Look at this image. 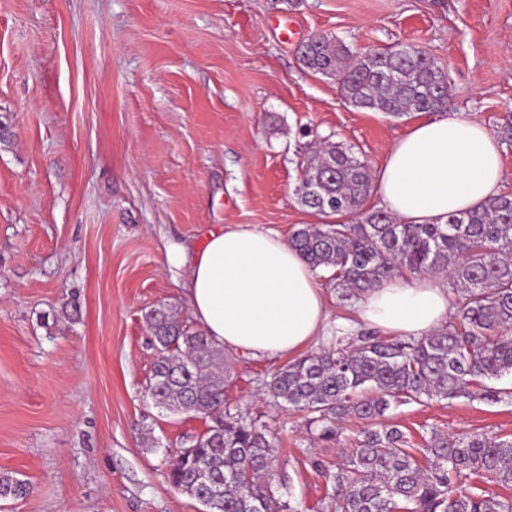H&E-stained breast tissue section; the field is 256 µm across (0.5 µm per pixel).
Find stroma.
<instances>
[{
	"label": "stroma",
	"mask_w": 512,
	"mask_h": 512,
	"mask_svg": "<svg viewBox=\"0 0 512 512\" xmlns=\"http://www.w3.org/2000/svg\"><path fill=\"white\" fill-rule=\"evenodd\" d=\"M318 33L358 53L422 47L447 74L446 116L512 123V0H0V473L33 487L0 512H203L167 474L211 421L146 391L145 311L193 320L169 249L220 224L287 238L324 223L295 193L313 141L374 170L422 119L346 104L299 60ZM224 358V406L273 438L284 501L333 512L311 461L341 463L358 420L320 440L269 391L280 360ZM384 421L420 449L434 431L512 435V403L407 401Z\"/></svg>",
	"instance_id": "35a3bbf8"
}]
</instances>
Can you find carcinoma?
<instances>
[{"instance_id": "carcinoma-1", "label": "carcinoma", "mask_w": 512, "mask_h": 512, "mask_svg": "<svg viewBox=\"0 0 512 512\" xmlns=\"http://www.w3.org/2000/svg\"><path fill=\"white\" fill-rule=\"evenodd\" d=\"M303 65L337 81L344 101L360 110L401 118L447 107L445 73L426 51L355 53L327 34L299 48ZM371 174L354 147L326 139L307 159L299 202L320 214L357 216L353 224H305L291 243L343 301L406 273H446L462 295L455 321L410 342L369 331L349 348L344 337L281 366L272 395L307 414L321 440L339 437L350 417L366 422L345 463L315 468L336 484L334 512H512V497L484 495L468 480L512 486V437L471 432L431 434L423 459L406 435L379 421L393 404L465 397L512 402V388L485 381L512 373V197L448 215L442 224H402L387 211H365ZM157 351L147 395L172 411L199 413L214 425L179 450L169 479L210 512H289L274 483V443L254 424L224 412L229 366L204 331L159 305L145 314ZM210 478L205 485L199 471ZM219 500L207 505L210 488ZM32 485L0 474V499L20 501Z\"/></svg>"}]
</instances>
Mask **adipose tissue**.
I'll use <instances>...</instances> for the list:
<instances>
[{
    "label": "adipose tissue",
    "mask_w": 512,
    "mask_h": 512,
    "mask_svg": "<svg viewBox=\"0 0 512 512\" xmlns=\"http://www.w3.org/2000/svg\"><path fill=\"white\" fill-rule=\"evenodd\" d=\"M503 179L499 144L482 123L438 116L391 146L373 185L400 222L441 224L495 196ZM173 260L188 268L184 295L197 324L216 346L255 359L294 356L353 320L418 338L447 324L455 303L441 276L393 278L365 291L351 318L331 319L315 272L289 241L246 224L217 226L200 251Z\"/></svg>",
    "instance_id": "1"
}]
</instances>
